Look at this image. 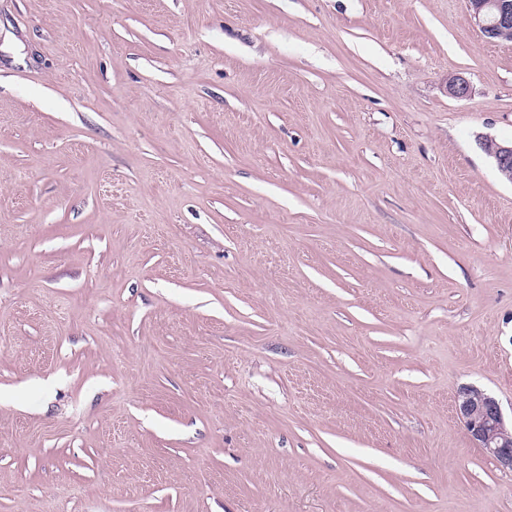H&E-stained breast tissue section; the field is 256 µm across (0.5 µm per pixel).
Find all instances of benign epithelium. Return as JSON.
I'll return each mask as SVG.
<instances>
[{"mask_svg": "<svg viewBox=\"0 0 512 512\" xmlns=\"http://www.w3.org/2000/svg\"><path fill=\"white\" fill-rule=\"evenodd\" d=\"M473 24L489 40L498 41L512 27V0H468ZM499 174L512 183V143L491 141ZM457 417L476 447L497 464L512 471V431L499 402L476 386H463L455 399Z\"/></svg>", "mask_w": 512, "mask_h": 512, "instance_id": "benign-epithelium-1", "label": "benign epithelium"}]
</instances>
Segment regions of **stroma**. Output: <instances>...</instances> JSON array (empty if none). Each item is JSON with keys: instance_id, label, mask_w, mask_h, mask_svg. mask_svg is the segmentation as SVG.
I'll list each match as a JSON object with an SVG mask.
<instances>
[{"instance_id": "stroma-1", "label": "stroma", "mask_w": 512, "mask_h": 512, "mask_svg": "<svg viewBox=\"0 0 512 512\" xmlns=\"http://www.w3.org/2000/svg\"><path fill=\"white\" fill-rule=\"evenodd\" d=\"M490 139L467 0H0V512H512ZM455 411L476 447L512 471V430H507L499 402L476 386H463L455 399Z\"/></svg>"}]
</instances>
